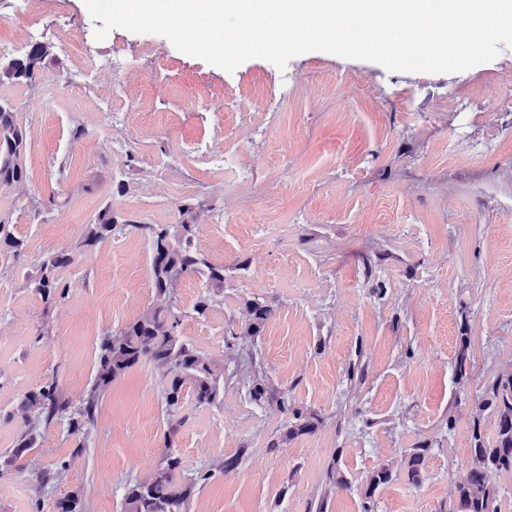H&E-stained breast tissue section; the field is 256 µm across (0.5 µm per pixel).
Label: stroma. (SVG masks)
<instances>
[{
  "label": "stroma",
  "mask_w": 512,
  "mask_h": 512,
  "mask_svg": "<svg viewBox=\"0 0 512 512\" xmlns=\"http://www.w3.org/2000/svg\"><path fill=\"white\" fill-rule=\"evenodd\" d=\"M57 19L34 0H0V40L15 54L21 34L42 30L52 58L33 85L0 87L31 131L29 179L0 186V220L22 246L0 255V456L16 424L7 414L25 391L55 379L71 407L83 404L102 336L152 302L149 247L117 226L95 247L80 237L102 209L144 224H172L186 199L208 205L195 244L215 264L246 262L205 315L192 307L197 278L176 290L180 334L234 370L220 406H187L170 429L166 383L138 364L103 394L83 436L56 420L37 448L0 476V512H43L71 493L85 512H121L125 487L152 478L165 445L186 475L210 472L190 512H361L371 471L396 476L376 512H447L469 463L471 408L512 366V48L448 74L390 72L311 51L285 69L254 58L228 72L178 51L162 35L111 30L101 58L121 48L113 76L122 112L81 91L77 55L49 36ZM70 87L57 90L59 71ZM294 77L286 99L276 89ZM250 103L247 112L227 98ZM233 149L251 181L210 166L192 144ZM73 255L59 273L64 297L45 310L24 288L47 253ZM372 267H365V259ZM276 310L257 340L229 336L243 304ZM468 322L473 373L457 396L452 369ZM362 374L348 378L350 363ZM263 369L318 429L281 447L288 425L276 403H252L247 380ZM455 413V430L443 428ZM428 445L423 479L409 484L403 457ZM238 459L233 469L224 463ZM66 461L37 487L34 473ZM338 463L349 489L330 486Z\"/></svg>",
  "instance_id": "stroma-1"
}]
</instances>
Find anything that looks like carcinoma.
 Instances as JSON below:
<instances>
[{
	"label": "carcinoma",
	"instance_id": "carcinoma-1",
	"mask_svg": "<svg viewBox=\"0 0 512 512\" xmlns=\"http://www.w3.org/2000/svg\"><path fill=\"white\" fill-rule=\"evenodd\" d=\"M49 55V46L36 42L29 45L23 55L0 61V86L35 83L46 67ZM30 137V131L17 123L11 102L0 98V183L18 187L26 184L28 173L22 158ZM177 210L179 219L174 224H136L106 208L86 225L80 242L82 247H93L107 239L118 224L129 226L148 241L153 303L119 332L101 339L95 376L83 406L71 408L53 379L20 396L16 409L9 415L11 419H18L14 445L0 459V475L37 447L40 427L54 419H68V431L74 435L85 433L94 421L95 409L106 389L141 362L150 363L155 373L167 383L164 412L171 428H176L183 420L187 389L192 391L196 408L223 403L227 369L179 335L176 289L185 278L195 277L202 282L204 291L193 306L194 312L202 316L217 297L224 294L226 281L235 273L247 270V264L238 262L225 267L211 263L194 243L197 225L205 215V209L184 200ZM71 262L72 258L67 254L50 252L38 269L25 278V286L40 296L46 308H52L63 297L58 272ZM244 309L243 335L250 337L260 335L276 314L275 308L258 297L247 300ZM460 333L453 375L456 384L463 388L470 380L472 368L467 323L461 324ZM248 396L257 405L274 400L281 411L288 414V427L277 441L271 443L273 448L313 433L321 422L317 413L292 405L288 394L275 390L262 372L250 377ZM487 415L492 416L495 423L491 441L484 432ZM427 451L428 446L420 445L404 455L408 482H421ZM469 456L466 476L450 491L448 512H500V492L490 483L489 474L494 471L512 473V368H505L496 375L486 387L485 398L472 411ZM209 478L207 471L187 477L180 457L167 443L152 479L130 483L126 487L122 512H189L197 486ZM392 479L393 470L388 464L380 465L368 476L362 488L363 512H375L376 492Z\"/></svg>",
	"mask_w": 512,
	"mask_h": 512
}]
</instances>
